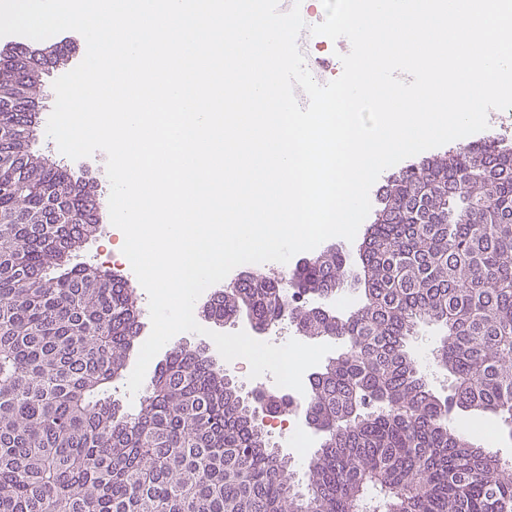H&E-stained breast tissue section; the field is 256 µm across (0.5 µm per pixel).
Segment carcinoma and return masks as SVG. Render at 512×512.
I'll list each match as a JSON object with an SVG mask.
<instances>
[{
    "label": "carcinoma",
    "instance_id": "carcinoma-1",
    "mask_svg": "<svg viewBox=\"0 0 512 512\" xmlns=\"http://www.w3.org/2000/svg\"><path fill=\"white\" fill-rule=\"evenodd\" d=\"M43 65L25 45L0 59V512H512V463L448 423L455 410L512 427L511 144L471 142L394 177L358 272L326 251L213 300L216 322L246 298L257 329L286 319L342 346L306 394L321 441L302 490L205 345L171 349L138 412L107 394L140 310L111 270L70 262L103 198L32 151ZM349 277L357 308L311 305ZM422 323L444 332L445 397L408 350Z\"/></svg>",
    "mask_w": 512,
    "mask_h": 512
}]
</instances>
